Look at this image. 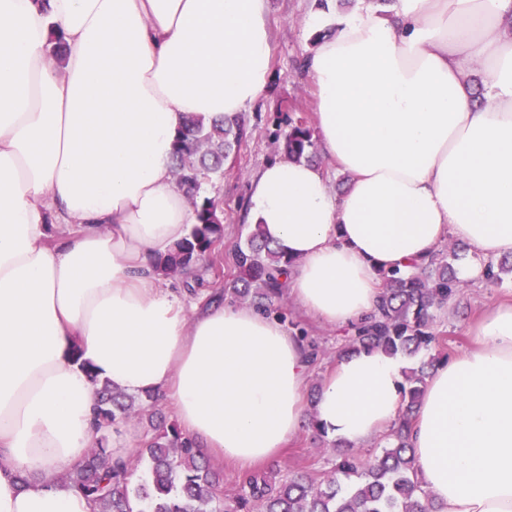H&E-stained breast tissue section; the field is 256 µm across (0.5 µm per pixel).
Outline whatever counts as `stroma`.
Here are the masks:
<instances>
[{"label":"stroma","instance_id":"obj_1","mask_svg":"<svg viewBox=\"0 0 512 512\" xmlns=\"http://www.w3.org/2000/svg\"><path fill=\"white\" fill-rule=\"evenodd\" d=\"M318 11L317 0H267L266 18L270 28L271 78L264 96L243 113L250 134L238 154L224 168V178L212 193L224 203V249L243 241L248 227V187L253 174L282 153L273 138L274 128L266 117L277 109L290 107L312 113L313 88L301 63L314 44V34L307 20ZM512 302V273L502 274L499 281H469L456 298L438 310L433 323L443 337L439 357H450L468 344L467 329L479 312L489 304ZM287 310L285 326L291 332L307 331L316 338L323 355L311 367L309 385L322 382L336 362V351L347 330L328 327L305 315L291 298H284ZM333 450L317 438L311 428H302L277 461L282 473L321 474L330 467Z\"/></svg>","mask_w":512,"mask_h":512}]
</instances>
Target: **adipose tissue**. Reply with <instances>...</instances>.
<instances>
[{
    "label": "adipose tissue",
    "instance_id": "obj_1",
    "mask_svg": "<svg viewBox=\"0 0 512 512\" xmlns=\"http://www.w3.org/2000/svg\"><path fill=\"white\" fill-rule=\"evenodd\" d=\"M308 25L318 142L348 185L288 159L251 178L249 221L292 258L289 296L356 323L383 273L450 237L480 258L461 278H483L512 255V0H394ZM269 79L266 0H0V512H92L60 475L95 445L93 373L170 402L204 454L244 468L298 434L305 342L248 306H186L153 270L195 222L173 177L185 121L239 113ZM470 334L424 387L416 467L442 512H512V303ZM403 382L400 357L337 359L319 427L376 438Z\"/></svg>",
    "mask_w": 512,
    "mask_h": 512
}]
</instances>
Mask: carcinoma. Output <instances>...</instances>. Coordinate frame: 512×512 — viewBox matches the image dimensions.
Returning a JSON list of instances; mask_svg holds the SVG:
<instances>
[{
	"instance_id": "obj_1",
	"label": "carcinoma",
	"mask_w": 512,
	"mask_h": 512,
	"mask_svg": "<svg viewBox=\"0 0 512 512\" xmlns=\"http://www.w3.org/2000/svg\"><path fill=\"white\" fill-rule=\"evenodd\" d=\"M272 125L283 131L282 149L291 160L313 161L316 143L310 123L284 110L274 113ZM247 132L241 115L210 124L190 117L176 139L174 178L186 191L196 223L188 235L154 259L155 270L166 278H182L189 293L211 286L210 298L246 302L279 320L286 312L283 299L284 267L290 264L273 249L258 224L242 243L221 251L224 206L202 189L224 179V166L237 155ZM233 269L229 285L221 279L224 266ZM512 272L503 258L485 265L486 279ZM376 311L351 326L339 353L360 349L388 355H429L443 342L433 329L435 311L451 302L463 285L438 251L430 264H413L383 274ZM434 359L411 369L402 387L398 418L381 435V453L365 460L352 451L336 449L332 469L321 477L291 475L276 479L277 465L246 473L231 495L224 493L221 474L198 451L194 440L156 409L158 397L132 395L94 380L97 404L94 424L96 447L68 470L62 482L81 492L93 512H439L415 464L410 433L415 413ZM131 419L147 421L136 459L116 458L112 434Z\"/></svg>"
}]
</instances>
